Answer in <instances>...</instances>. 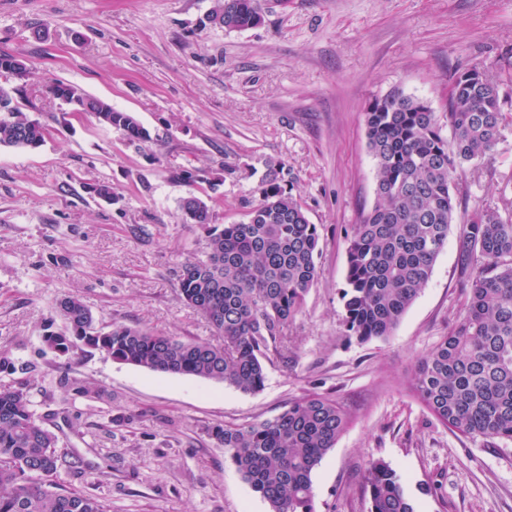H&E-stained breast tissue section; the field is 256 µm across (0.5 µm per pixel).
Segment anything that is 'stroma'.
I'll use <instances>...</instances> for the list:
<instances>
[{
    "label": "stroma",
    "instance_id": "1",
    "mask_svg": "<svg viewBox=\"0 0 512 512\" xmlns=\"http://www.w3.org/2000/svg\"><path fill=\"white\" fill-rule=\"evenodd\" d=\"M220 3L0 0V52L27 65L9 85L47 129L38 149L0 148V350L15 363L0 386L27 385L56 434L53 490L93 495L107 512H268L208 431L319 393L350 422L313 473L314 512H367L364 477L378 459L418 512H512V442L449 430L410 388L465 307L454 246L387 339L348 336L341 299L352 226L375 200L372 100L397 90L444 121L454 76L485 69L500 83L501 135L491 158L457 171L458 214L512 198V0H261V23L242 30L210 22ZM57 80L132 113L150 140L130 144L69 112L46 92ZM269 161L316 224L320 255L288 357L266 362L263 391L47 347L67 295L101 324L213 341L179 297L180 262L205 252L180 202L196 194L215 223L239 222ZM191 169L205 182L181 181ZM99 184L118 203L101 200ZM83 384L97 396L78 395Z\"/></svg>",
    "mask_w": 512,
    "mask_h": 512
}]
</instances>
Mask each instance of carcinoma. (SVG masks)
Segmentation results:
<instances>
[{"label":"carcinoma","instance_id":"1","mask_svg":"<svg viewBox=\"0 0 512 512\" xmlns=\"http://www.w3.org/2000/svg\"><path fill=\"white\" fill-rule=\"evenodd\" d=\"M262 20L261 0H224L211 21L228 30ZM24 60L0 53V77L19 78ZM475 67L453 81L448 128L442 134L428 103L399 91L366 108L375 163V202L353 226L342 299L348 335L363 343L392 335L431 277L458 218L455 174L492 155L499 141V83ZM50 96L123 131L131 143L150 138L129 112L80 88L55 81ZM46 128L13 105L0 86V147L39 148ZM181 208L205 234V256L180 265L179 297L210 324L221 344L185 342L139 326H98L75 296L60 300L64 330L44 340L61 354L80 343L112 360L151 372L222 382L246 394L265 386L264 360L285 356L288 323L318 277L320 234L285 183L284 166L267 163L259 200L246 203L236 224L213 223L203 198ZM457 266L467 304L455 327L417 365L411 387L442 425L471 438L512 441V214L481 206L459 224ZM349 424L336 400L317 393L279 415L246 426H214L242 479L269 512H313V473ZM56 435L39 423L24 387H0V512H107L97 498L52 491L58 469ZM368 512H416L399 476L383 460L365 476Z\"/></svg>","mask_w":512,"mask_h":512}]
</instances>
